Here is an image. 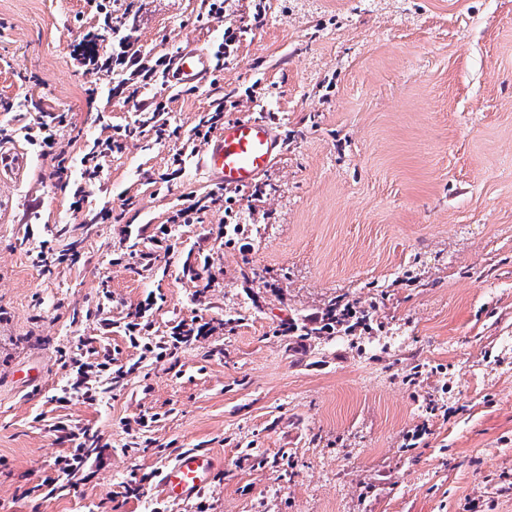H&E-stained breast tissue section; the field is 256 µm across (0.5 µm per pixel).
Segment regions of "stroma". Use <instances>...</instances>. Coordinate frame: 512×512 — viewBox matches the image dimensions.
<instances>
[{
  "mask_svg": "<svg viewBox=\"0 0 512 512\" xmlns=\"http://www.w3.org/2000/svg\"><path fill=\"white\" fill-rule=\"evenodd\" d=\"M107 8L119 26L86 0H0V151L24 160L0 171V512H512V0H226L220 22L207 0ZM228 26L217 78L145 90L156 117L75 60L215 51ZM229 92L225 120L262 105L286 148L157 248L216 189L172 160ZM46 112L65 117L61 185L17 132ZM228 208L243 231L223 237ZM337 303L369 329L327 324ZM180 323L210 333L141 359ZM86 343L114 358L89 400L69 391ZM182 448L217 458L202 501L154 485Z\"/></svg>",
  "mask_w": 512,
  "mask_h": 512,
  "instance_id": "35a3bbf8",
  "label": "stroma"
}]
</instances>
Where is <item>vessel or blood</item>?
<instances>
[{
  "label": "vessel or blood",
  "mask_w": 512,
  "mask_h": 512,
  "mask_svg": "<svg viewBox=\"0 0 512 512\" xmlns=\"http://www.w3.org/2000/svg\"><path fill=\"white\" fill-rule=\"evenodd\" d=\"M218 71L215 55L200 46L176 52L166 74L171 90L181 91L208 82ZM285 150L276 121L263 117L228 122L203 146L198 165L209 181L227 189L250 188L272 169ZM217 469L214 454L202 448L182 449L160 469L157 478L169 498L187 503L204 496L212 487Z\"/></svg>",
  "instance_id": "b4317fda"
}]
</instances>
